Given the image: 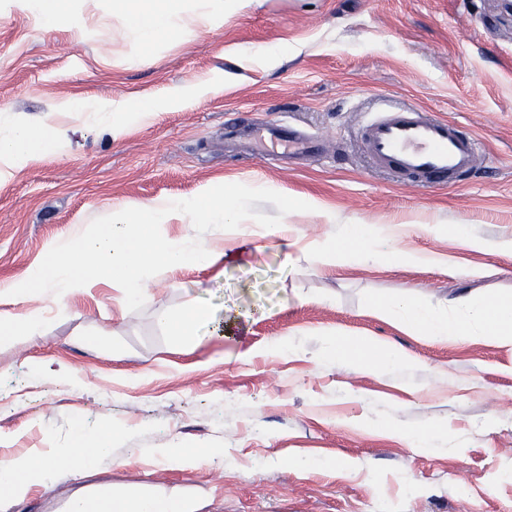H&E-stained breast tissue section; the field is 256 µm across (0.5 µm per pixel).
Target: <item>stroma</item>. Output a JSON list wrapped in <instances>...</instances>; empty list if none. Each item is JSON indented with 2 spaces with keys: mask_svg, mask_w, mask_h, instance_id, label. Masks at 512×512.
<instances>
[{
  "mask_svg": "<svg viewBox=\"0 0 512 512\" xmlns=\"http://www.w3.org/2000/svg\"><path fill=\"white\" fill-rule=\"evenodd\" d=\"M89 25L83 36L0 5V127L61 122L69 138L65 155L43 154L0 184V284L124 200L253 179L274 193L249 213L255 245L223 270H182L130 306L103 282L43 335L0 345V459L69 447L77 428L106 419L130 435L88 483L159 481L205 500V512H512V352L486 338L433 343L368 312L399 296L512 297V0H245L196 38L148 48L120 14L96 12ZM267 48L277 63L257 59ZM210 79L223 90L117 139L55 110ZM405 104L476 138L474 171L423 188L376 166L362 126ZM228 121L285 122L321 148L262 158L225 139ZM308 198L335 223L292 212ZM284 221L305 242L341 239L349 224H415L399 246L418 260L393 264L377 241L376 261L319 267L270 236ZM431 254L463 275L424 263ZM191 301L234 317L238 333L204 326L197 343L175 342L158 318ZM333 332L378 337L419 362L358 371L329 358ZM425 434L433 446H414ZM171 446L220 448L224 463L140 459Z\"/></svg>",
  "mask_w": 512,
  "mask_h": 512,
  "instance_id": "obj_1",
  "label": "stroma"
}]
</instances>
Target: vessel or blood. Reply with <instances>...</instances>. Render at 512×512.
Here are the masks:
<instances>
[{
  "label": "vessel or blood",
  "instance_id": "vessel-or-blood-1",
  "mask_svg": "<svg viewBox=\"0 0 512 512\" xmlns=\"http://www.w3.org/2000/svg\"><path fill=\"white\" fill-rule=\"evenodd\" d=\"M247 135L261 155L307 153L316 142L292 127L255 125ZM365 149L379 166L400 171L417 185L432 187L458 181L474 166L477 143L458 125L418 107L390 112L369 123Z\"/></svg>",
  "mask_w": 512,
  "mask_h": 512
}]
</instances>
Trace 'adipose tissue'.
<instances>
[{
	"mask_svg": "<svg viewBox=\"0 0 512 512\" xmlns=\"http://www.w3.org/2000/svg\"><path fill=\"white\" fill-rule=\"evenodd\" d=\"M18 9L36 13L49 23L83 25V11L94 0H11ZM112 12L122 14L137 31L143 44L172 38H188L224 19L225 0H110ZM208 80L173 89L161 99L135 104L104 100L89 107L93 127L112 138L123 135L129 124L148 121L156 111L178 109L187 101H200L216 92ZM69 140L56 124L21 122L0 129V184L13 179L28 162L52 152L65 153ZM262 182L232 187L208 183L195 197L185 200L162 196L150 201L127 200L104 213L99 223L76 224L71 232L52 242L39 268L26 280L0 288V342L42 335L48 322L42 308L30 306L32 296L60 302L92 291L101 276H108L130 303L141 301L152 282L187 267L217 269L239 257L251 240L247 214L253 201L272 195ZM160 224H180L184 233L158 237ZM199 224H220L223 240H205L195 235ZM299 249L318 263L333 265L345 258L370 261L378 251L354 241L341 246L303 243ZM24 312H13L18 303ZM369 312L395 324L405 334L433 341H466L475 336L491 338L498 346L512 350V297L492 303L462 293L447 307L434 308L423 299L374 301ZM210 307L192 302L181 311L164 316L169 336L182 343L194 342L198 325L211 322ZM339 358H364L365 368L378 372L389 364H417L416 356L373 336H359L334 344ZM123 431L103 423L98 428L77 431L69 448H34L27 453L0 460V512H21L33 486L51 487L59 474L75 477L111 460L112 446ZM145 461L181 469H192L201 461H220V448H145ZM198 502L176 489L161 485L143 487H89L75 492L64 512H198Z\"/></svg>",
	"mask_w": 512,
	"mask_h": 512,
	"instance_id": "obj_1",
	"label": "adipose tissue"
}]
</instances>
